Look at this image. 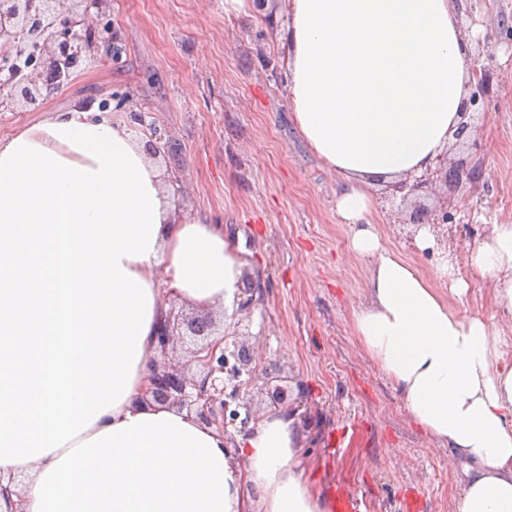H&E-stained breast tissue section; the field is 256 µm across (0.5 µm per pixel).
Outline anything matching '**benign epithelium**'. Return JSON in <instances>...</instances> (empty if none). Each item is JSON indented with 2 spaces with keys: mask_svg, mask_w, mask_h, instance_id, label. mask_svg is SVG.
I'll return each mask as SVG.
<instances>
[{
  "mask_svg": "<svg viewBox=\"0 0 512 512\" xmlns=\"http://www.w3.org/2000/svg\"><path fill=\"white\" fill-rule=\"evenodd\" d=\"M107 0H0V112L19 108H39L53 93L69 84L73 75L91 58L104 53L119 57L120 49L110 25L100 22ZM472 79L463 95L461 121L455 140L470 150H478V121L486 119L481 104L490 89L489 67L479 53L470 58ZM148 114L130 110L129 127L149 133L144 143L149 156L169 147ZM480 175L479 163L471 158L452 159L443 149L434 161L419 173L388 186L387 202L404 216L405 224H428L435 229L436 245L448 247L447 225L454 214L448 211L449 191L464 183H474ZM443 192L442 203L433 207L417 203L421 192ZM212 313L190 316L168 311L155 337V350L167 353L175 341L187 335L201 342L189 351L194 372L166 361H154L145 397L149 402L187 409L205 427L228 434V426L239 433H250V424L259 414L254 410L250 386L256 378L257 355L243 341L216 335ZM234 364H229L228 355ZM248 375L244 383L242 375ZM261 390L270 404H288V386L273 383L267 377ZM236 408H230L231 403Z\"/></svg>",
  "mask_w": 512,
  "mask_h": 512,
  "instance_id": "obj_1",
  "label": "benign epithelium"
}]
</instances>
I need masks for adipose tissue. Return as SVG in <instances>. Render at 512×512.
I'll return each mask as SVG.
<instances>
[{
	"label": "adipose tissue",
	"mask_w": 512,
	"mask_h": 512,
	"mask_svg": "<svg viewBox=\"0 0 512 512\" xmlns=\"http://www.w3.org/2000/svg\"><path fill=\"white\" fill-rule=\"evenodd\" d=\"M288 102L341 180L336 213L370 260L359 341L412 421L465 466L457 512H512V369L502 330L463 317L468 283L382 246L368 185L417 172L453 137L469 43L452 0H288ZM512 316V224L465 256ZM244 264L224 228L171 223L160 173L125 124L82 107L0 141V473L23 512H323L294 414L239 448L143 404L171 296L232 308Z\"/></svg>",
	"instance_id": "1"
}]
</instances>
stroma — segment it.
<instances>
[{
    "label": "stroma",
    "instance_id": "obj_1",
    "mask_svg": "<svg viewBox=\"0 0 512 512\" xmlns=\"http://www.w3.org/2000/svg\"><path fill=\"white\" fill-rule=\"evenodd\" d=\"M468 4L458 25L475 33L473 51L492 55L481 176L448 194L456 222L447 248L420 252L414 225L398 223L379 184L370 189V217L382 245L425 276L444 258L469 282L454 304L460 314L504 327L492 277L473 274L464 252L492 224H512V38L501 28L512 24V0ZM284 13L283 0L266 12L234 0H109L119 59L98 55L39 109L0 112V138L89 94H123L131 109L150 113L172 144L154 163L174 217L223 225L242 250L244 275L261 283L250 317L231 312L224 330L242 333L261 368L300 390L306 482L322 496L341 477L359 512H456L461 466L411 423L399 388L356 336L369 261L353 255L350 228L336 214L335 172L292 121ZM334 436L344 446L332 458Z\"/></svg>",
    "mask_w": 512,
    "mask_h": 512
}]
</instances>
